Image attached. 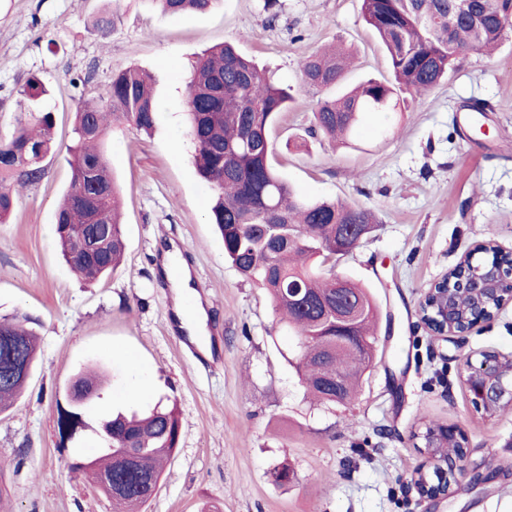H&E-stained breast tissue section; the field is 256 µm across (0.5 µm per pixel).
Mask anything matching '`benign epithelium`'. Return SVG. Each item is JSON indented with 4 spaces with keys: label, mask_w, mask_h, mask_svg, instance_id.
I'll return each instance as SVG.
<instances>
[{
    "label": "benign epithelium",
    "mask_w": 512,
    "mask_h": 512,
    "mask_svg": "<svg viewBox=\"0 0 512 512\" xmlns=\"http://www.w3.org/2000/svg\"><path fill=\"white\" fill-rule=\"evenodd\" d=\"M498 256L506 257L508 262L490 264L483 269H472L474 256L470 255L457 264L459 268L471 269L469 294L473 297V306L467 312L459 311L448 296V288H439L442 279L434 281L424 294L420 304L421 320L432 335H440L443 340L460 335L456 331L457 323L472 329L477 323L493 321L500 311L512 303V253L494 246ZM462 382L470 393L471 401L481 410L483 405L493 401H505L512 404V358L494 351L481 353L479 365H470L462 376ZM450 435L462 446L463 458H468L466 437L461 429L447 426L442 430L425 425V430L414 433L413 438L420 441L417 449L423 457V465L412 475L411 483L423 477V487L416 488L422 501H439L448 498V486L457 483V465L434 452L435 444L444 436Z\"/></svg>",
    "instance_id": "7a95c632"
}]
</instances>
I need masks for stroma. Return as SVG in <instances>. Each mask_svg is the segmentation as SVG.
Listing matches in <instances>:
<instances>
[{"instance_id": "35a3bbf8", "label": "stroma", "mask_w": 512, "mask_h": 512, "mask_svg": "<svg viewBox=\"0 0 512 512\" xmlns=\"http://www.w3.org/2000/svg\"><path fill=\"white\" fill-rule=\"evenodd\" d=\"M111 14L110 30L96 21ZM235 43L293 100L275 124L277 167L302 196L340 199L377 222L334 270L369 289L379 306L377 358L355 397L311 403L288 359L296 336L265 291L224 257L206 216L207 195L185 135L183 94L208 48ZM357 60L339 84L307 85L301 63L332 43ZM151 73L168 110L147 135L109 129L106 146L123 188L126 253L107 279L83 283L53 236L70 182L67 147L80 100L107 92L113 71ZM361 0H218L204 14L172 16L148 0H0V135L26 109L33 77L47 87L56 137L44 177L24 188L0 224V319L38 335L37 364L16 407L0 413V512H112V500L73 477L98 452L102 414L174 401L179 444L145 512H512V408L485 418L462 384L468 356L512 355V304L492 322L442 341L419 317L422 294L484 240L512 250V28L493 54L459 57L416 110L368 114L349 147L313 132V111L345 87L388 76ZM487 103V115L469 103ZM177 244L207 297V327L221 360L197 361L170 329L173 293L159 272ZM94 365L109 381L86 428L60 447L57 407L66 384ZM460 427L469 466L496 474L480 489L455 486L423 502L410 485L422 457L420 418ZM290 465L295 480L274 484Z\"/></svg>"}]
</instances>
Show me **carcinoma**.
Listing matches in <instances>:
<instances>
[{
    "label": "carcinoma",
    "instance_id": "1",
    "mask_svg": "<svg viewBox=\"0 0 512 512\" xmlns=\"http://www.w3.org/2000/svg\"><path fill=\"white\" fill-rule=\"evenodd\" d=\"M169 15L205 13L217 0H150ZM361 13L383 47L391 78L370 79L341 97L318 104L315 128L348 143L364 114H396L421 106V94L448 78L457 57L497 47L512 22V0H362ZM348 67L342 46L306 57L304 82L336 84ZM47 94L37 79L23 95L39 105ZM291 96L234 45H218L193 65L185 89L188 135L194 160L211 196L210 221L224 254L246 278L268 293L278 322L304 340L290 360L305 392L317 401L343 403L357 392L373 366L378 306L369 290L349 277L320 268L341 254L340 232L354 224L362 235L374 213L338 200L300 197L272 162L271 129ZM157 124L153 79L129 67L112 73L106 96L80 102L69 147L71 181L55 213V236L64 260L95 283L119 264L126 249L119 219L120 189L111 173L105 137L129 125L149 133ZM55 132L52 113L37 110L0 137V223L16 203L17 188L38 183ZM353 308L351 335L336 337V306ZM36 334L0 320V412L22 396L36 363ZM109 447L78 460L71 472L94 482L112 475V512H143L163 463L178 447L176 409L157 405L138 414L118 412L104 429Z\"/></svg>",
    "mask_w": 512,
    "mask_h": 512
}]
</instances>
